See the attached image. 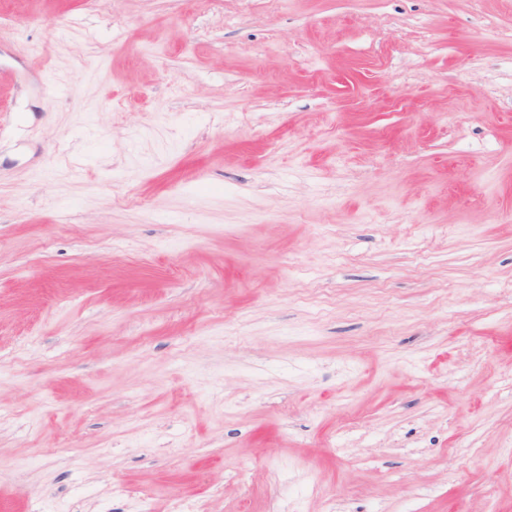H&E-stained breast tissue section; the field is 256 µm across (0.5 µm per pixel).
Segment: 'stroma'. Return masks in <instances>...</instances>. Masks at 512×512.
Returning <instances> with one entry per match:
<instances>
[{"instance_id":"1","label":"stroma","mask_w":512,"mask_h":512,"mask_svg":"<svg viewBox=\"0 0 512 512\" xmlns=\"http://www.w3.org/2000/svg\"><path fill=\"white\" fill-rule=\"evenodd\" d=\"M512 512V0H0V512Z\"/></svg>"}]
</instances>
